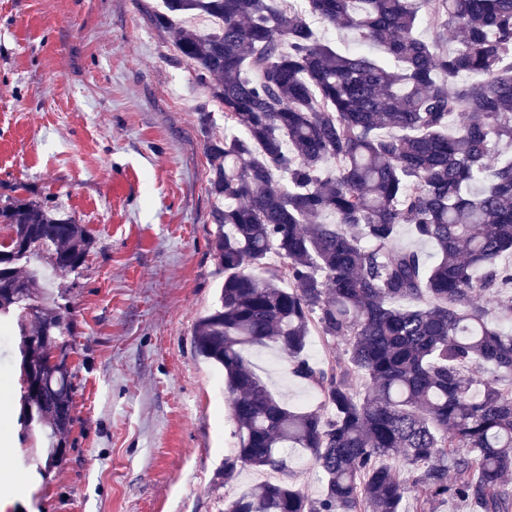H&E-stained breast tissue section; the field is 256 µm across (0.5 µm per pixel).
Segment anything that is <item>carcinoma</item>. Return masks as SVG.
Here are the masks:
<instances>
[{"mask_svg":"<svg viewBox=\"0 0 512 512\" xmlns=\"http://www.w3.org/2000/svg\"><path fill=\"white\" fill-rule=\"evenodd\" d=\"M156 25L224 109L207 137L209 251L224 269L195 353L224 368L237 448L216 472L221 512H512V0H164ZM219 22L201 32L173 17ZM353 34L339 50L317 25ZM0 271L16 322L25 429L56 462L75 422L73 321L35 264L76 273L94 240L48 202L0 204ZM409 224L432 260L398 244ZM483 299L502 323L488 321ZM346 343L320 367L308 336ZM273 346L321 397L295 409L246 360ZM304 448L323 476L238 496L240 470L288 471ZM398 456L401 479L378 464ZM453 482H448V472Z\"/></svg>","mask_w":512,"mask_h":512,"instance_id":"1","label":"carcinoma"}]
</instances>
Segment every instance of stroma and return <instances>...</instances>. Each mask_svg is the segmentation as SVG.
Segmentation results:
<instances>
[{"label":"stroma","mask_w":512,"mask_h":512,"mask_svg":"<svg viewBox=\"0 0 512 512\" xmlns=\"http://www.w3.org/2000/svg\"><path fill=\"white\" fill-rule=\"evenodd\" d=\"M162 0H0V194L62 202L97 241L58 273L75 319L77 421L47 475L26 463L20 355L0 329V502L20 512H219L215 472L236 446L224 373L192 330L224 274L209 252L217 204L206 131L224 129L192 68L152 18ZM250 359L293 407H317L272 349ZM288 480L323 489L309 452Z\"/></svg>","instance_id":"35a3bbf8"}]
</instances>
